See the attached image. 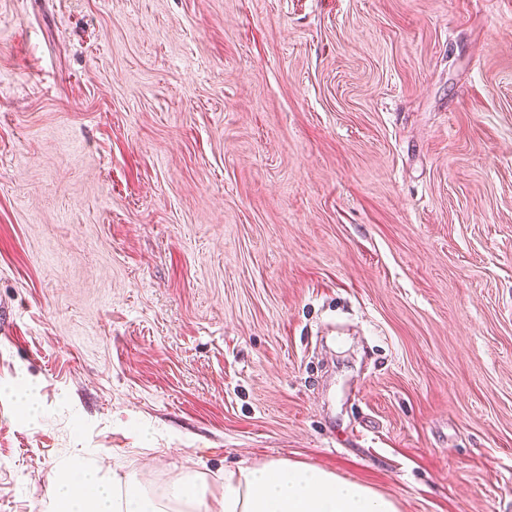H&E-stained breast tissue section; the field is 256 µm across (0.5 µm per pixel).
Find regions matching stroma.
Listing matches in <instances>:
<instances>
[{
	"label": "stroma",
	"mask_w": 512,
	"mask_h": 512,
	"mask_svg": "<svg viewBox=\"0 0 512 512\" xmlns=\"http://www.w3.org/2000/svg\"><path fill=\"white\" fill-rule=\"evenodd\" d=\"M73 448L512 512V0H0V512Z\"/></svg>",
	"instance_id": "obj_1"
}]
</instances>
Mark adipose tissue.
I'll list each match as a JSON object with an SVG mask.
<instances>
[{"label": "adipose tissue", "instance_id": "1", "mask_svg": "<svg viewBox=\"0 0 512 512\" xmlns=\"http://www.w3.org/2000/svg\"><path fill=\"white\" fill-rule=\"evenodd\" d=\"M83 449L50 482L48 512H210L206 487L188 475L157 493L140 481L106 482ZM220 512H398L394 501L333 472L286 459L224 473Z\"/></svg>", "mask_w": 512, "mask_h": 512}]
</instances>
